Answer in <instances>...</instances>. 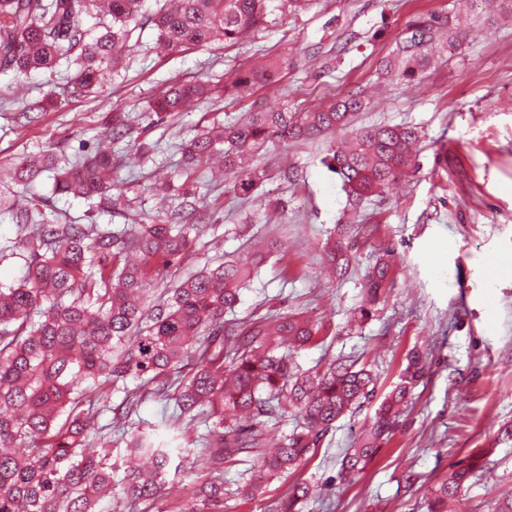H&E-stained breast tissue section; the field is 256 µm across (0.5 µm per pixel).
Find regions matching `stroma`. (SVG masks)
I'll return each instance as SVG.
<instances>
[{"instance_id": "obj_1", "label": "stroma", "mask_w": 512, "mask_h": 512, "mask_svg": "<svg viewBox=\"0 0 512 512\" xmlns=\"http://www.w3.org/2000/svg\"><path fill=\"white\" fill-rule=\"evenodd\" d=\"M157 7L145 0L129 58L98 98H62L24 130L15 125L18 111L43 97L48 80L0 70V169L46 151L71 156L83 144L103 146L102 118L121 107L134 135L158 146L145 157L134 135L113 142L125 210L90 211L84 200L53 194L47 175L33 189L45 198L48 218L138 224L160 215L154 186L160 175L177 176L180 144L203 127L261 104L304 112L363 89L366 106L353 127L413 126L420 133L417 168L405 182L351 206L322 162L337 139L330 132L270 141L254 152L253 164L269 175L263 196L280 199L281 214L266 216L262 197L243 198L233 177L217 183L209 169L199 168L188 185L212 227L166 282L202 270L220 254L249 264L275 246L243 289L232 319L301 314L323 328L320 343L295 352L301 369L342 359L377 374L372 400L336 421L300 470L321 488L302 512H425L428 486L475 448L484 454L449 510L491 512L494 502L512 496V441L499 437L512 426V0H317L305 12L277 14L249 41L169 54L154 47ZM431 14L461 23L466 38L443 39L431 67L413 80L379 82L380 60L414 21ZM258 52L288 53L297 65L277 85L257 87L245 99L203 101L162 120L146 112L166 80L220 87ZM337 224L358 227L341 279L328 276L323 256ZM380 260L395 273L371 304L364 275ZM364 307L370 310L365 319ZM415 350L426 373L401 406L390 439L361 475L341 479L342 458ZM410 474L418 478L411 488L405 483Z\"/></svg>"}]
</instances>
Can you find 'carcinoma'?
Listing matches in <instances>:
<instances>
[{
	"label": "carcinoma",
	"instance_id": "cac0c4a2",
	"mask_svg": "<svg viewBox=\"0 0 512 512\" xmlns=\"http://www.w3.org/2000/svg\"><path fill=\"white\" fill-rule=\"evenodd\" d=\"M134 0H0V69L18 74H54L62 63L73 68L62 93H96L106 72L126 57L137 29ZM277 0H163L151 17L157 46L177 53L215 41L236 43L256 32L278 11ZM95 19L88 25L86 18ZM448 18L431 15L415 23L411 36L396 43L379 64V75L411 80L429 62L433 44ZM288 57H271L235 74L231 89L240 93L271 84L288 69ZM206 82L172 78L149 110L158 118L185 112L212 99ZM51 90L22 109L20 127L30 113L47 112L58 102ZM358 90L316 109L295 112L288 105L256 108L204 129L182 148L180 175L191 176L211 156L224 155V172L236 177L243 196L262 191L266 170L250 163L253 150L270 139H308L327 131L342 137L323 163L357 205L382 194L415 167L419 132L413 127L375 126L351 130L350 119L363 107ZM129 135L125 113L107 116L104 136ZM112 154L96 150L70 162L53 154L21 162L13 183L27 189L52 173L53 193L96 201L112 210ZM44 200L17 189H0V211L23 232L0 245V260L18 256L23 278L0 283V512H112L120 503L140 512H224V464L248 465L249 479L238 495L252 501L268 483L294 474L308 460L333 424L372 398L376 378L367 366L335 360L321 370H303L291 351L320 341L321 327L298 315L270 320L228 322L241 290L257 267L217 261L189 274L152 297L156 284L189 257L199 224L169 221L148 224H75L50 221ZM350 224L337 225L325 258L332 273L348 265ZM391 267L377 263L366 275L368 301L379 299ZM412 356L401 383L383 400L358 446L342 460L339 476L359 474L379 452L394 427L399 406L423 376ZM135 381V388L128 382ZM124 393L115 405L112 394ZM163 399L172 410L166 428L205 416L206 434L185 442L196 447L183 500L163 511L166 476L175 449L156 441L154 430L137 431L125 441L128 454L145 468L112 472V432L92 430L101 413L123 427L146 400ZM292 417L294 428L278 447L267 442V425ZM458 463L435 481L427 512H448L472 471ZM314 492L297 481L275 502L272 512H300Z\"/></svg>",
	"mask_w": 512,
	"mask_h": 512
}]
</instances>
